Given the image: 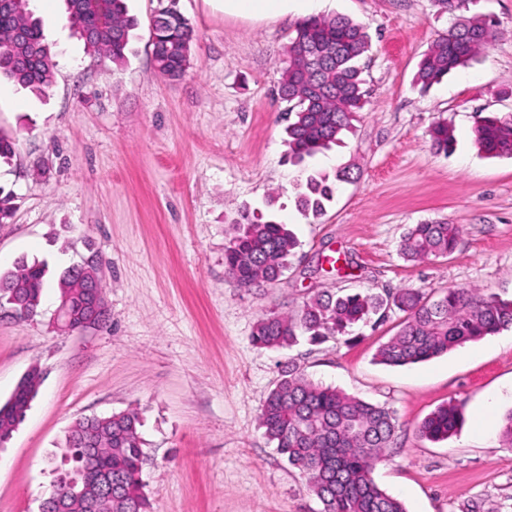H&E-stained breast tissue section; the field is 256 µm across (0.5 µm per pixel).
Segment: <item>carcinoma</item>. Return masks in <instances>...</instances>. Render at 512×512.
Masks as SVG:
<instances>
[{
  "label": "carcinoma",
  "instance_id": "1",
  "mask_svg": "<svg viewBox=\"0 0 512 512\" xmlns=\"http://www.w3.org/2000/svg\"><path fill=\"white\" fill-rule=\"evenodd\" d=\"M73 25L87 49L113 62L125 59L130 33L137 21L128 14L126 0H66ZM151 19L152 58L166 78L181 76L189 62L196 31L177 6L166 0ZM472 0H433L441 13L454 14L451 25L423 54L415 82L427 89L449 73L480 61L489 45L493 24L483 15H462ZM10 13H0V75L38 92L51 80L53 61L43 41L41 21L28 9V0H8ZM371 49L367 28L343 15L302 21L288 46V65L278 88L281 100L294 114L286 133L290 157L299 164L307 157L342 142L365 103L360 59ZM437 152H448L454 137L448 122L428 130ZM478 150L492 157H512V114L482 118L475 128ZM334 187L315 178L297 198V206L318 218ZM15 196L0 186V224L11 219ZM239 232L224 247V268L236 288L249 290L278 281L299 246L287 225L273 217L241 215ZM463 229L446 221L411 225L399 244L407 261L420 262L452 253ZM48 264L21 262L14 272L0 274V301L10 296L30 300L37 312L42 301ZM404 314L401 328L379 346L376 359L403 367L430 360L468 342L512 328V301L483 295L476 288H450L437 295L400 288L376 294H317L291 313H270L257 320L252 340L264 349H289L300 339L318 344L344 335L363 323L377 326L391 312ZM40 373L27 374L19 389L0 405V444L23 421L37 395ZM460 405L437 408L419 425L420 437L445 440L457 429ZM259 424L266 438L288 463L302 471L307 489L322 503V512H406L402 502L381 489L371 477L374 464L392 447L398 428L393 411L330 386L310 380L290 360L281 379L260 409ZM138 412L90 416L78 421L65 439V459L82 466L85 449L74 439L93 433L98 439L97 463L112 471L111 507L106 512H147L141 479L146 458Z\"/></svg>",
  "mask_w": 512,
  "mask_h": 512
}]
</instances>
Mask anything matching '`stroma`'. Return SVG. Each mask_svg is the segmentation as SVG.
Here are the masks:
<instances>
[{
    "label": "stroma",
    "instance_id": "stroma-1",
    "mask_svg": "<svg viewBox=\"0 0 512 512\" xmlns=\"http://www.w3.org/2000/svg\"><path fill=\"white\" fill-rule=\"evenodd\" d=\"M138 27L124 62L87 52L64 0H29L55 66L43 95L0 80V137L14 155L0 185L17 209L0 224V273L47 261L37 315L0 309V403L31 368L41 383L24 420L0 449V512H39L51 489L50 457L83 417L137 410L149 458L148 512H321L305 477L269 443L260 407L295 360L314 382L392 410L396 443L372 476L407 512H512V449L500 428L512 410V329L430 361L392 367L378 345L403 319L321 345L260 349L256 321L290 312L321 292L474 287L512 299V158L474 144L480 117L512 113V0H475L498 34L471 68L421 90L422 54L453 21L431 0H326L322 15L365 25L360 61L366 104L342 144L296 165L288 160L286 102L276 89L301 21L247 20L216 0H179L197 39L184 74L153 66L150 19L158 0H129ZM447 121L452 152L427 132ZM339 183L313 218L296 198L309 178ZM276 215L301 247L276 283L235 288L224 246L243 210ZM463 227L443 258L404 261L409 225ZM96 255L107 320L59 333L56 275ZM341 255V271L325 258ZM497 397L486 429L477 425ZM460 404L463 423L442 441L417 426L437 407Z\"/></svg>",
    "mask_w": 512,
    "mask_h": 512
}]
</instances>
